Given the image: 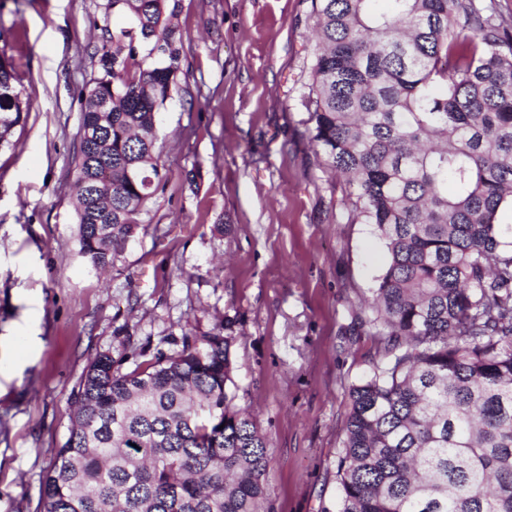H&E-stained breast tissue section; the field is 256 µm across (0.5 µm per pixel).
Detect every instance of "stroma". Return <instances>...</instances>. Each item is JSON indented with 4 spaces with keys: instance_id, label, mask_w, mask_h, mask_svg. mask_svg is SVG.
<instances>
[{
    "instance_id": "35a3bbf8",
    "label": "stroma",
    "mask_w": 512,
    "mask_h": 512,
    "mask_svg": "<svg viewBox=\"0 0 512 512\" xmlns=\"http://www.w3.org/2000/svg\"><path fill=\"white\" fill-rule=\"evenodd\" d=\"M102 2L0 0L29 105L0 149V512H41L96 354L147 361L226 321L270 512H336L348 389L374 354L354 318L387 250L347 223L349 186L309 140L312 2L180 0L181 71L156 124L168 179L125 269L100 275L79 253L72 159Z\"/></svg>"
}]
</instances>
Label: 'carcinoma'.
<instances>
[{"label":"carcinoma","instance_id":"cac0c4a2","mask_svg":"<svg viewBox=\"0 0 512 512\" xmlns=\"http://www.w3.org/2000/svg\"><path fill=\"white\" fill-rule=\"evenodd\" d=\"M312 0L308 133L346 177L348 220L388 262L358 317L337 512H512V31L483 0ZM179 0H105L80 91V255L120 271L168 179L155 117L180 70ZM129 19L112 28L109 15ZM0 53V146L25 120ZM231 323L130 372L96 356L43 512H264L267 440L235 404Z\"/></svg>","mask_w":512,"mask_h":512}]
</instances>
